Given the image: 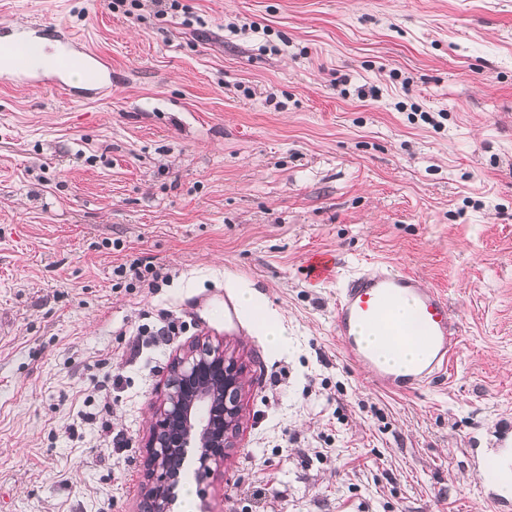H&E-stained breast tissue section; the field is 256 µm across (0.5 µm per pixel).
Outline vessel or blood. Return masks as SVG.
<instances>
[{
  "mask_svg": "<svg viewBox=\"0 0 512 512\" xmlns=\"http://www.w3.org/2000/svg\"><path fill=\"white\" fill-rule=\"evenodd\" d=\"M39 23L0 31V75L22 87L50 88L63 95L95 99L112 88L110 60L93 51L69 29L59 28L45 43ZM414 301L412 321L395 314L399 298ZM336 334L347 358L385 390L405 394L442 374L459 345V326L450 314L447 297L427 286L421 277L374 264L344 278L336 292ZM380 325L401 347L410 336L423 339L428 354L412 366L384 365L361 339V332ZM500 449L480 456L477 472L495 512H512V437Z\"/></svg>",
  "mask_w": 512,
  "mask_h": 512,
  "instance_id": "1",
  "label": "vessel or blood"
}]
</instances>
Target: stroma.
<instances>
[{"mask_svg": "<svg viewBox=\"0 0 512 512\" xmlns=\"http://www.w3.org/2000/svg\"><path fill=\"white\" fill-rule=\"evenodd\" d=\"M180 3L0 0L112 61L92 100L0 76V512H140L150 404L202 342L245 388L223 467L185 469L196 512H493L470 451L512 423V0ZM319 253L445 294L447 370L400 395L351 364ZM136 259L168 280L115 275Z\"/></svg>", "mask_w": 512, "mask_h": 512, "instance_id": "obj_1", "label": "stroma"}]
</instances>
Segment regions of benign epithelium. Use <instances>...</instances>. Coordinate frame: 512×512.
<instances>
[{
    "label": "benign epithelium",
    "mask_w": 512,
    "mask_h": 512,
    "mask_svg": "<svg viewBox=\"0 0 512 512\" xmlns=\"http://www.w3.org/2000/svg\"><path fill=\"white\" fill-rule=\"evenodd\" d=\"M244 386L243 367L220 345H197L174 361L153 406L146 444L147 499L154 512H169L175 501V461L191 455L203 473L224 465L230 435L239 429Z\"/></svg>",
    "instance_id": "1"
}]
</instances>
